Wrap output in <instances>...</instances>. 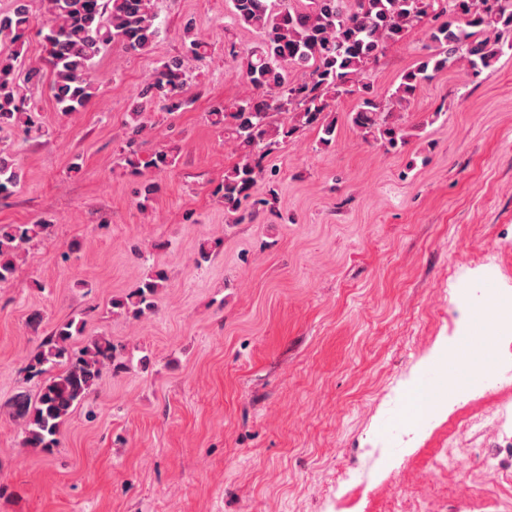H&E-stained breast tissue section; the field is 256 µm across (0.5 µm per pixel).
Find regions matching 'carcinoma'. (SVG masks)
Listing matches in <instances>:
<instances>
[{"instance_id":"1","label":"carcinoma","mask_w":512,"mask_h":512,"mask_svg":"<svg viewBox=\"0 0 512 512\" xmlns=\"http://www.w3.org/2000/svg\"><path fill=\"white\" fill-rule=\"evenodd\" d=\"M42 20L29 12L27 0H15L13 10L0 16V38L15 46L0 55V131L24 124L35 126L34 108L17 95L15 71L29 32L43 37L47 65L52 74L50 91L60 110L76 112L92 96L95 59L108 44L133 52H147L160 39L152 0H44ZM231 18L238 25L260 30L263 41L246 52L245 77L251 94L209 113L211 123L224 127L241 160L224 173L218 187L224 207L233 211L256 198L265 178L263 160L302 127L316 128L321 144L335 140L336 123L328 119L325 99L357 96L349 113L351 124L381 145L395 149L405 140L399 117L384 111L383 102L364 81L378 64L385 48L403 39L413 28L428 33V53L402 74L391 98L401 105L440 72L463 60L473 77L491 68L512 50V0H230ZM183 61L162 65L143 95L166 114L179 111L185 73ZM286 112L280 123L274 113ZM146 128L143 113L127 124V143L133 144ZM124 164L163 171L174 161L167 151L142 163L134 151ZM18 184L13 164L0 157V194ZM45 224L0 225V283L15 271L14 258L40 237ZM168 279L156 268L133 292L112 299V309L139 319L156 308L158 288ZM85 321L71 318L42 338L26 366L27 377L38 378L36 399L23 391L11 399L14 416L22 423L20 445L49 452L59 447V433L75 407L83 403L101 380L105 368L128 369L123 348L107 336H84ZM84 338V345L77 340Z\"/></svg>"}]
</instances>
